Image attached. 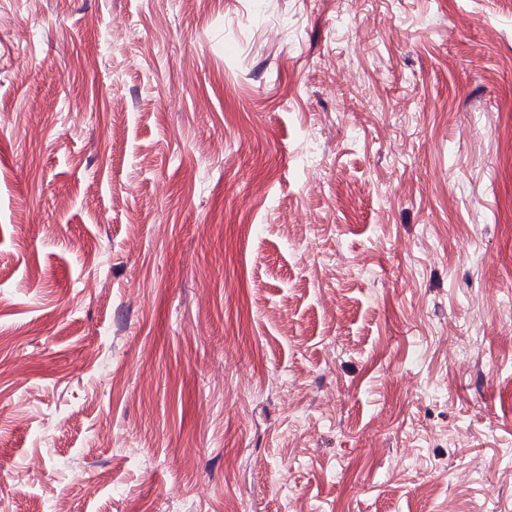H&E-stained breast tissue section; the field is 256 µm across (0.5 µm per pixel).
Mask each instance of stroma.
Segmentation results:
<instances>
[{
    "label": "stroma",
    "mask_w": 512,
    "mask_h": 512,
    "mask_svg": "<svg viewBox=\"0 0 512 512\" xmlns=\"http://www.w3.org/2000/svg\"><path fill=\"white\" fill-rule=\"evenodd\" d=\"M60 498L512 512V0H0V512Z\"/></svg>",
    "instance_id": "stroma-1"
}]
</instances>
